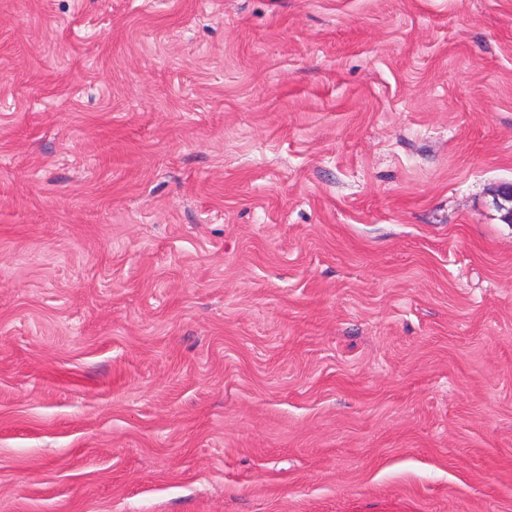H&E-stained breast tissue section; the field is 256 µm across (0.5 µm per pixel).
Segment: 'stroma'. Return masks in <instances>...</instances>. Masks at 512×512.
<instances>
[{"label": "stroma", "mask_w": 512, "mask_h": 512, "mask_svg": "<svg viewBox=\"0 0 512 512\" xmlns=\"http://www.w3.org/2000/svg\"><path fill=\"white\" fill-rule=\"evenodd\" d=\"M512 0H0V512H512Z\"/></svg>", "instance_id": "1"}]
</instances>
